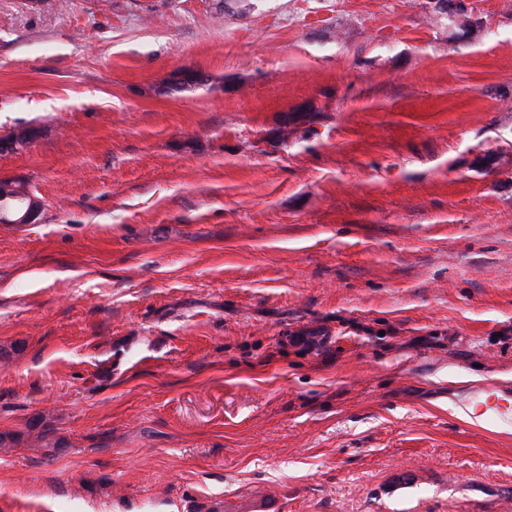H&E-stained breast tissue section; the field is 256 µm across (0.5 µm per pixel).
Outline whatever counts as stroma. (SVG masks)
Segmentation results:
<instances>
[{
  "instance_id": "35a3bbf8",
  "label": "stroma",
  "mask_w": 512,
  "mask_h": 512,
  "mask_svg": "<svg viewBox=\"0 0 512 512\" xmlns=\"http://www.w3.org/2000/svg\"><path fill=\"white\" fill-rule=\"evenodd\" d=\"M24 128L0 512L512 501V0H0Z\"/></svg>"
}]
</instances>
